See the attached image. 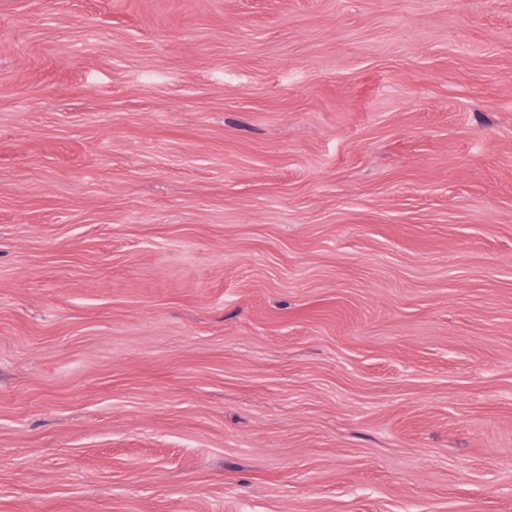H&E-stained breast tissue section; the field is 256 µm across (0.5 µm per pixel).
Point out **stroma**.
Listing matches in <instances>:
<instances>
[{
	"mask_svg": "<svg viewBox=\"0 0 512 512\" xmlns=\"http://www.w3.org/2000/svg\"><path fill=\"white\" fill-rule=\"evenodd\" d=\"M0 512H512V0H0Z\"/></svg>",
	"mask_w": 512,
	"mask_h": 512,
	"instance_id": "1",
	"label": "stroma"
}]
</instances>
